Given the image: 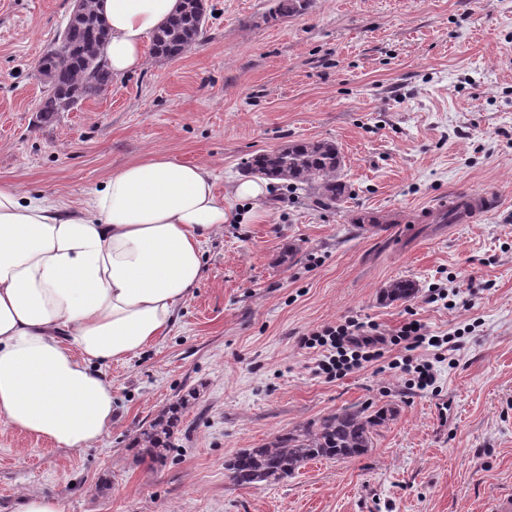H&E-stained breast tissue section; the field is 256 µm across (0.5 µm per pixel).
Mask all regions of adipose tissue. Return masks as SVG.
<instances>
[{
	"instance_id": "adipose-tissue-1",
	"label": "adipose tissue",
	"mask_w": 512,
	"mask_h": 512,
	"mask_svg": "<svg viewBox=\"0 0 512 512\" xmlns=\"http://www.w3.org/2000/svg\"><path fill=\"white\" fill-rule=\"evenodd\" d=\"M179 4L98 0L113 76L143 67ZM265 192L245 180L218 194L206 165L164 155L113 172L77 211L0 184V425L95 447L112 429L102 365L166 336L204 277V241L236 219L230 198Z\"/></svg>"
}]
</instances>
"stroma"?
I'll return each mask as SVG.
<instances>
[{
    "label": "stroma",
    "mask_w": 512,
    "mask_h": 512,
    "mask_svg": "<svg viewBox=\"0 0 512 512\" xmlns=\"http://www.w3.org/2000/svg\"><path fill=\"white\" fill-rule=\"evenodd\" d=\"M207 0L206 31L174 61L147 58L100 96L41 123V55L72 0H0V182L77 207L130 162L207 165L218 192L243 161L329 140L350 195L325 209L270 181L203 245L206 272L167 335L104 366L114 422L76 452L0 426V512L59 496L64 512H494L512 491V0ZM466 188L498 203L471 224H415ZM362 212L374 224L354 222ZM292 252L282 260L283 252ZM419 287L407 304L379 291ZM444 298L433 301L435 293ZM358 319H418L447 337L419 352L436 381L387 362L318 371L304 338ZM187 398L162 460L141 430ZM392 407L361 457L240 486L226 464L345 406ZM418 290L413 280L396 278L382 286L380 295L385 303L409 302L416 297Z\"/></svg>",
    "instance_id": "stroma-1"
}]
</instances>
